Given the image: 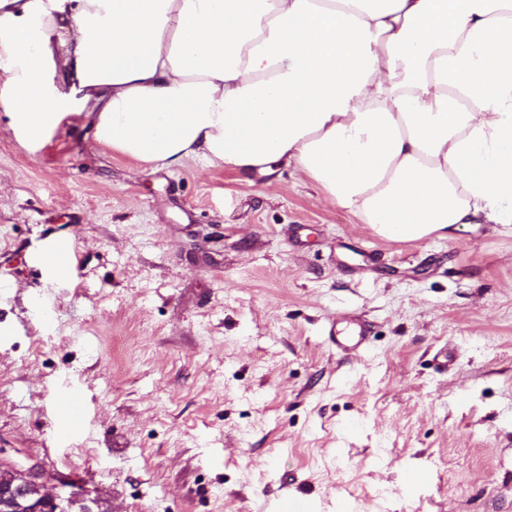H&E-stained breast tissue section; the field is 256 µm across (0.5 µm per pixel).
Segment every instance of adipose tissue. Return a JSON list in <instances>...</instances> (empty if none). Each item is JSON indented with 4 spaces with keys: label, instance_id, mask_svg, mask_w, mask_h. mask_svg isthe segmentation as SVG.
Segmentation results:
<instances>
[{
    "label": "adipose tissue",
    "instance_id": "ef3b65f1",
    "mask_svg": "<svg viewBox=\"0 0 512 512\" xmlns=\"http://www.w3.org/2000/svg\"><path fill=\"white\" fill-rule=\"evenodd\" d=\"M0 107L163 166L295 167L378 236L512 229V0H0Z\"/></svg>",
    "mask_w": 512,
    "mask_h": 512
}]
</instances>
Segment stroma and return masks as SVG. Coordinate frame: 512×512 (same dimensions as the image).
Listing matches in <instances>:
<instances>
[{"mask_svg": "<svg viewBox=\"0 0 512 512\" xmlns=\"http://www.w3.org/2000/svg\"><path fill=\"white\" fill-rule=\"evenodd\" d=\"M95 125L28 148L0 109V448L112 512H512V231L385 240L298 170L162 167ZM48 261L60 278H72L73 272L78 269L80 263L76 243L69 238L60 239ZM328 335L336 350L340 352H361L368 345V327L360 320H354L342 329L333 326ZM60 411L64 416V432L73 434L82 427V406L73 397H65L60 404Z\"/></svg>", "mask_w": 512, "mask_h": 512, "instance_id": "stroma-1", "label": "stroma"}]
</instances>
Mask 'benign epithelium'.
I'll return each mask as SVG.
<instances>
[{"mask_svg": "<svg viewBox=\"0 0 512 512\" xmlns=\"http://www.w3.org/2000/svg\"><path fill=\"white\" fill-rule=\"evenodd\" d=\"M43 462L31 455L10 458L0 448V512H112L107 498L79 486L56 492Z\"/></svg>", "mask_w": 512, "mask_h": 512, "instance_id": "7a95c632", "label": "benign epithelium"}]
</instances>
